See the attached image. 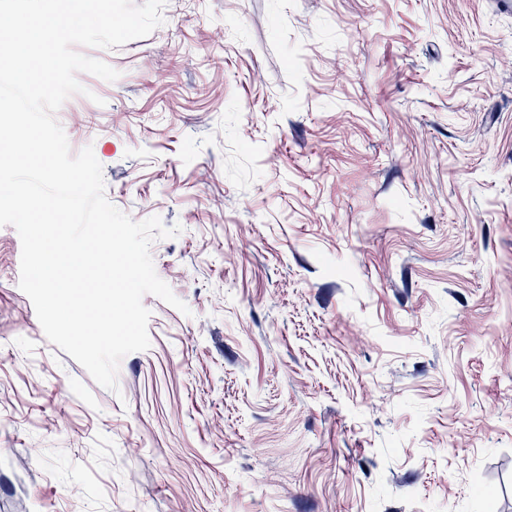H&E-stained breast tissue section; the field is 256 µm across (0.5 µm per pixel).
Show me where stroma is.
Instances as JSON below:
<instances>
[{
  "instance_id": "obj_1",
  "label": "stroma",
  "mask_w": 512,
  "mask_h": 512,
  "mask_svg": "<svg viewBox=\"0 0 512 512\" xmlns=\"http://www.w3.org/2000/svg\"><path fill=\"white\" fill-rule=\"evenodd\" d=\"M162 15L56 119L189 311L108 390L0 227V512H512V11Z\"/></svg>"
}]
</instances>
